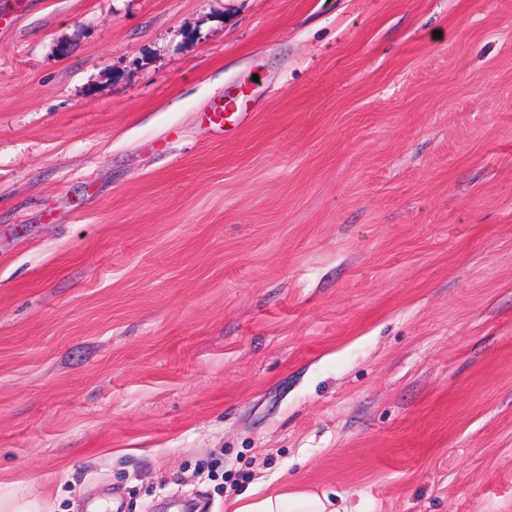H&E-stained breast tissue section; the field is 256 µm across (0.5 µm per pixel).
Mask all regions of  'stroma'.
<instances>
[{
	"label": "stroma",
	"instance_id": "stroma-1",
	"mask_svg": "<svg viewBox=\"0 0 512 512\" xmlns=\"http://www.w3.org/2000/svg\"><path fill=\"white\" fill-rule=\"evenodd\" d=\"M286 485L512 512V0H34L0 20V495Z\"/></svg>",
	"mask_w": 512,
	"mask_h": 512
}]
</instances>
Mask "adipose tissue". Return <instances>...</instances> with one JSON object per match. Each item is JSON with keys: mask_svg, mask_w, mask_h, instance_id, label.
Instances as JSON below:
<instances>
[{"mask_svg": "<svg viewBox=\"0 0 512 512\" xmlns=\"http://www.w3.org/2000/svg\"><path fill=\"white\" fill-rule=\"evenodd\" d=\"M232 512H351L335 494L306 490L264 492L253 490L235 499Z\"/></svg>", "mask_w": 512, "mask_h": 512, "instance_id": "1", "label": "adipose tissue"}]
</instances>
